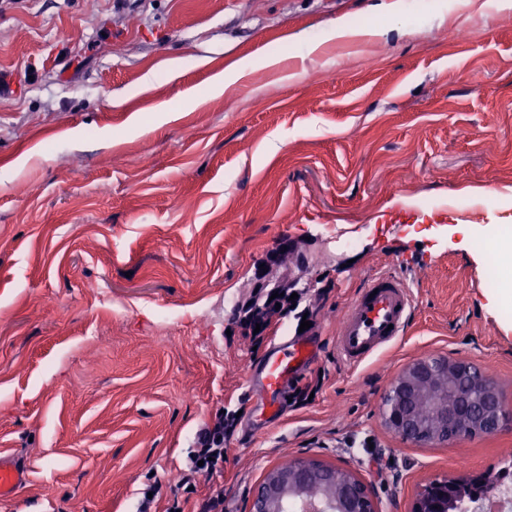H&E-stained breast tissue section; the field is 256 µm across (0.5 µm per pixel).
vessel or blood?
I'll return each instance as SVG.
<instances>
[{
  "mask_svg": "<svg viewBox=\"0 0 512 512\" xmlns=\"http://www.w3.org/2000/svg\"><path fill=\"white\" fill-rule=\"evenodd\" d=\"M413 311V293L399 274L368 277L337 323V355L349 366L361 365L403 336ZM292 372L287 348H277L251 368L249 387L263 392L266 403L276 404ZM25 482L22 467L0 465V497L17 494Z\"/></svg>",
  "mask_w": 512,
  "mask_h": 512,
  "instance_id": "vessel-or-blood-1",
  "label": "vessel or blood"
}]
</instances>
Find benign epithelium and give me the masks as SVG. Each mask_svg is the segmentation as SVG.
<instances>
[{
    "mask_svg": "<svg viewBox=\"0 0 512 512\" xmlns=\"http://www.w3.org/2000/svg\"><path fill=\"white\" fill-rule=\"evenodd\" d=\"M314 242L300 243L286 236L255 266L253 294L239 306L249 329L267 324L258 318L283 295L306 293L304 280ZM280 296L271 298L274 293ZM382 417L402 440L419 446L446 445L497 433L506 411L495 382L475 365L439 355L419 357L408 364L387 390ZM460 480L434 479L416 494L409 512H467L457 503ZM251 512H378L373 488L355 472L314 457H298L269 471L252 500Z\"/></svg>",
    "mask_w": 512,
    "mask_h": 512,
    "instance_id": "1",
    "label": "benign epithelium"
}]
</instances>
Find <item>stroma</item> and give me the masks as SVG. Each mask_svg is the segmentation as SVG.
Listing matches in <instances>:
<instances>
[{
	"mask_svg": "<svg viewBox=\"0 0 512 512\" xmlns=\"http://www.w3.org/2000/svg\"><path fill=\"white\" fill-rule=\"evenodd\" d=\"M379 2L0 0V459L28 477L0 512H136L151 474L167 500L222 408L242 414L196 497L223 492L224 512L296 456L354 470L380 512L512 461V424L419 447L381 417L431 353L476 364L512 411V306L485 299L487 239L512 230V8L401 0L381 18ZM339 20L388 32L327 39ZM457 24L473 35L448 43ZM269 54L263 81L213 92ZM284 236L316 241L314 325L276 319L257 343L237 304ZM389 270L413 319L348 367L336 323ZM287 340L313 398L259 415L249 368Z\"/></svg>",
	"mask_w": 512,
	"mask_h": 512,
	"instance_id": "stroma-1",
	"label": "stroma"
}]
</instances>
